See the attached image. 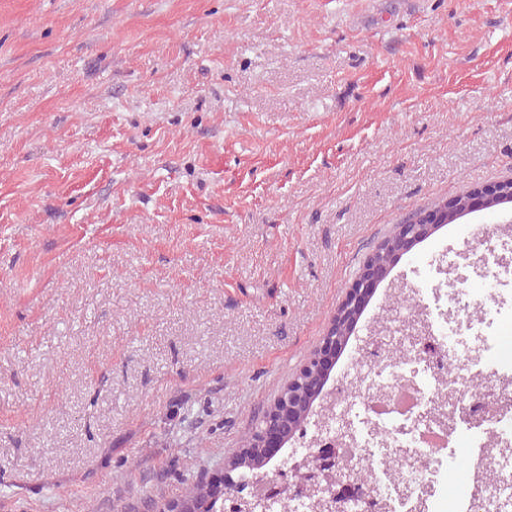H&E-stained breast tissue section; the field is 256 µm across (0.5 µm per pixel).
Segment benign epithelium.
<instances>
[{"mask_svg": "<svg viewBox=\"0 0 512 512\" xmlns=\"http://www.w3.org/2000/svg\"><path fill=\"white\" fill-rule=\"evenodd\" d=\"M504 201L505 193L499 190V183L483 185L470 191L469 210L487 211L491 204ZM453 202L454 199L450 198L411 217L409 223L398 225L391 236L394 247L393 261H398L416 244L431 236L439 225L448 222V210ZM391 269L392 266L383 265L372 256L366 258L308 361L282 388L267 409L266 416L252 429L249 437L237 451V456L224 462L225 476L219 477L216 483L211 480L203 481L204 490L198 497L171 498L152 512H203L210 504H216L224 499V490L231 489L235 484L232 473L238 469L242 461L257 455H267L270 449L280 448L291 439L298 430L302 410L310 408L311 403L323 395L325 379L344 352L346 335L356 329L359 314ZM356 489L357 484L351 472H344L337 480L336 498L347 504L354 500Z\"/></svg>", "mask_w": 512, "mask_h": 512, "instance_id": "obj_1", "label": "benign epithelium"}]
</instances>
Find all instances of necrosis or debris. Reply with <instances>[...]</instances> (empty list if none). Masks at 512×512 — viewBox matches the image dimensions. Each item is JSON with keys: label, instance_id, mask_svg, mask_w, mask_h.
<instances>
[{"label": "necrosis or debris", "instance_id": "1", "mask_svg": "<svg viewBox=\"0 0 512 512\" xmlns=\"http://www.w3.org/2000/svg\"><path fill=\"white\" fill-rule=\"evenodd\" d=\"M489 238L465 247L476 290L435 278L412 287L413 310L399 330L374 326L355 361L336 380L313 431L302 432L283 469L301 480L314 450L335 442L334 470L319 474L321 492L287 497L291 512H336V471L354 463L358 512H512V477L485 481L512 459V359L499 354L512 334V247L491 226ZM484 448L483 469L448 483V452Z\"/></svg>", "mask_w": 512, "mask_h": 512}]
</instances>
